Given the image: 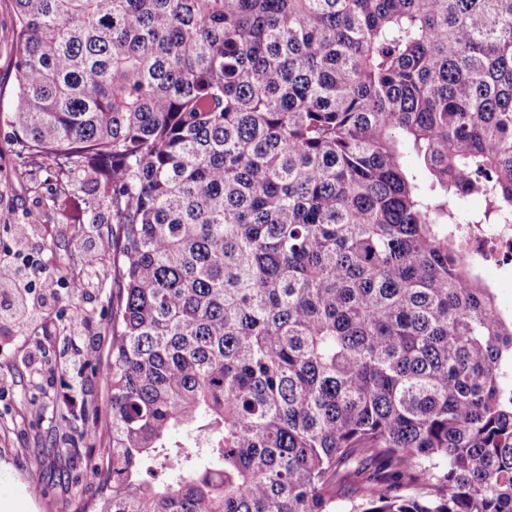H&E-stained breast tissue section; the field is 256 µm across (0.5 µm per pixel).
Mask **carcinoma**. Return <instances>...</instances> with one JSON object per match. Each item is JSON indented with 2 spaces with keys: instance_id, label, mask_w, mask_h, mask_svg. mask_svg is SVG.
<instances>
[{
  "instance_id": "1",
  "label": "carcinoma",
  "mask_w": 512,
  "mask_h": 512,
  "mask_svg": "<svg viewBox=\"0 0 512 512\" xmlns=\"http://www.w3.org/2000/svg\"><path fill=\"white\" fill-rule=\"evenodd\" d=\"M12 2L18 152L115 224L76 512H512V313L458 229L512 224V0Z\"/></svg>"
}]
</instances>
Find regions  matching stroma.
Listing matches in <instances>:
<instances>
[{
	"instance_id": "stroma-1",
	"label": "stroma",
	"mask_w": 512,
	"mask_h": 512,
	"mask_svg": "<svg viewBox=\"0 0 512 512\" xmlns=\"http://www.w3.org/2000/svg\"><path fill=\"white\" fill-rule=\"evenodd\" d=\"M16 54L13 2L0 0V251L18 249L37 263L29 301L43 311L27 326L0 320V512H75L97 503L86 464L109 451L106 388L79 354L94 343L103 365L112 348V227L87 223L75 233L81 179L60 187L52 169L17 155L3 120L16 103ZM18 224L27 227L21 242ZM84 278L86 294H71L70 283Z\"/></svg>"
}]
</instances>
